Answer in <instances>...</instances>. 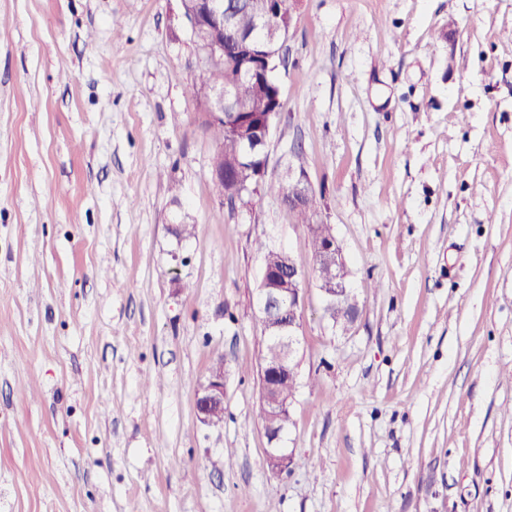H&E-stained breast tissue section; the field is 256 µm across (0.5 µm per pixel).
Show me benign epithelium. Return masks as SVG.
Returning <instances> with one entry per match:
<instances>
[{
  "label": "benign epithelium",
  "mask_w": 512,
  "mask_h": 512,
  "mask_svg": "<svg viewBox=\"0 0 512 512\" xmlns=\"http://www.w3.org/2000/svg\"><path fill=\"white\" fill-rule=\"evenodd\" d=\"M300 0H196L195 10L186 15L188 31L193 44L203 36L215 31H227L231 36L228 45L213 43L205 53L197 55L196 64L210 60L225 61L236 67L240 74L256 88L270 85L274 90L273 103L268 112H252L240 100L235 88H213L209 101L211 112L207 117L224 120L233 137L240 145L243 155L257 160L255 177L264 179L266 160L274 122L282 110L281 89L272 79L279 67L278 60L284 58L291 21L295 19ZM242 13L253 16L255 25L264 33L263 47H258L255 32L237 26V17ZM212 179L222 180L230 189L241 182L239 169L226 171L212 169ZM322 264L319 287L327 307L350 296L346 282L339 270L345 264L342 248L336 238H329L319 256ZM265 282L276 284L274 288L262 289L260 319L263 331L270 344L280 350L281 358L260 368L261 404L270 413L288 408L277 394L280 380L297 375L295 362L296 346L301 329L297 309L304 299L302 277L293 257L279 268L264 271ZM224 406V372L210 374L207 381L196 392V410L204 424H211L212 411ZM269 448L266 463L269 469L280 474L292 464V452L282 446V435L276 428L265 430Z\"/></svg>",
  "instance_id": "obj_1"
}]
</instances>
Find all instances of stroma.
Returning <instances> with one entry per match:
<instances>
[{"label":"stroma","instance_id":"obj_1","mask_svg":"<svg viewBox=\"0 0 512 512\" xmlns=\"http://www.w3.org/2000/svg\"><path fill=\"white\" fill-rule=\"evenodd\" d=\"M0 17V512H512V0H302L266 178L303 160L345 332L306 225L215 191L179 0ZM260 240L305 288L283 474ZM318 260L322 264L319 289L326 300L327 308L336 306L346 297H350L346 282L340 277L339 270L345 264L342 248L335 237H330L323 248ZM334 323L347 324L345 309L342 305L328 310ZM224 406V366L221 372L212 373L196 392V410L202 423L212 425L211 416L215 408ZM215 425L224 421V408L214 412ZM265 434L269 445L266 452V463L273 473H283L288 470L292 464V452L282 446L280 430L267 428Z\"/></svg>","mask_w":512,"mask_h":512}]
</instances>
